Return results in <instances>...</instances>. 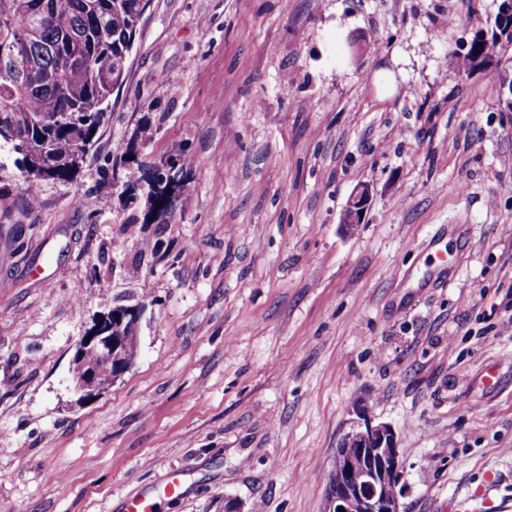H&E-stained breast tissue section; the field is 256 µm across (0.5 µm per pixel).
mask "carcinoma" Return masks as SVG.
<instances>
[{"label": "carcinoma", "mask_w": 512, "mask_h": 512, "mask_svg": "<svg viewBox=\"0 0 512 512\" xmlns=\"http://www.w3.org/2000/svg\"><path fill=\"white\" fill-rule=\"evenodd\" d=\"M149 0H0V148L17 154L23 190L45 180L70 181L84 167L112 92L128 73L133 37ZM491 37L477 32L460 66L470 71L481 62H499L502 42L512 31L494 25ZM155 134L147 121L131 139L119 144V160L136 162L150 187V210L162 218L178 197L167 190L171 177L138 161L140 147ZM121 349L106 363L88 350L73 363V378L93 368L108 385L119 366L131 365L138 353L134 322L112 323Z\"/></svg>", "instance_id": "1"}]
</instances>
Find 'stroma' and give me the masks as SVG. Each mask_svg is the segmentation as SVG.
<instances>
[{"label":"stroma","mask_w":512,"mask_h":512,"mask_svg":"<svg viewBox=\"0 0 512 512\" xmlns=\"http://www.w3.org/2000/svg\"><path fill=\"white\" fill-rule=\"evenodd\" d=\"M471 4L498 10L150 0L83 171L32 209L0 151V512H122L173 471L160 512H325L358 405L395 431L400 512L512 508V44L458 70ZM145 119L144 162L192 160L165 224L115 163ZM117 306L137 359L83 396L76 347ZM370 191L367 186L357 188L351 196L343 214L344 224H357L368 205Z\"/></svg>","instance_id":"1"}]
</instances>
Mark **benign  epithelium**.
<instances>
[{
	"label": "benign epithelium",
	"mask_w": 512,
	"mask_h": 512,
	"mask_svg": "<svg viewBox=\"0 0 512 512\" xmlns=\"http://www.w3.org/2000/svg\"><path fill=\"white\" fill-rule=\"evenodd\" d=\"M370 191L366 186L357 188L351 196L343 214V223L356 224L368 205ZM121 346L112 337V321L103 317L79 344L77 351L88 348L100 351L103 359L112 362L113 352ZM349 430L343 439L358 444L357 455L365 467L362 482L352 480V468L356 461L342 448H336V455L328 476L325 512H400L398 496L387 498L380 493L386 484L398 485L403 479L400 448L397 446L393 429L385 423H376L368 418L363 409L355 411Z\"/></svg>",
	"instance_id": "obj_1"
}]
</instances>
